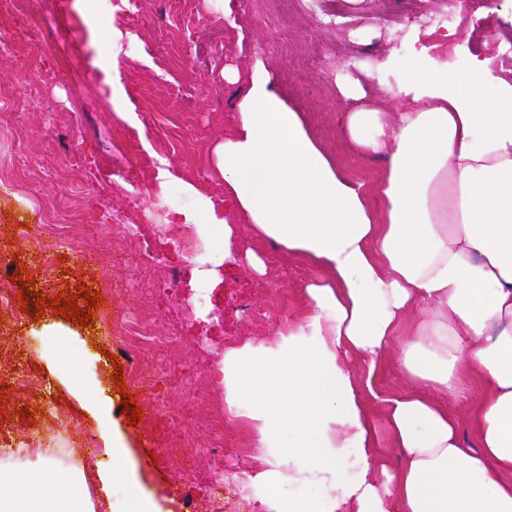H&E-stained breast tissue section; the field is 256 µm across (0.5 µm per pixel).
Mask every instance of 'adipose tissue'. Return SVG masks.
Listing matches in <instances>:
<instances>
[{
	"instance_id": "1",
	"label": "adipose tissue",
	"mask_w": 512,
	"mask_h": 512,
	"mask_svg": "<svg viewBox=\"0 0 512 512\" xmlns=\"http://www.w3.org/2000/svg\"><path fill=\"white\" fill-rule=\"evenodd\" d=\"M255 69L215 150L224 193L236 224L325 276L305 285L311 313L279 329L277 348L225 352V409L250 421L258 447L283 436L304 456L306 478L335 477L337 440L359 448L358 481L336 488V505L351 512H512V77L467 72L472 91L462 94L425 49L409 68L401 111L346 113L354 152L387 161L377 210L263 64ZM236 224L209 207V249L192 260L197 286H211L231 258ZM391 346L414 384L385 400L382 426L404 455L395 472L374 452L349 367L354 359L375 373ZM469 371L485 382L471 440L446 403L468 398ZM75 397L98 421L107 462L65 481L46 452L34 467L0 469V512H52L39 504L48 493L62 512H95L91 491L111 500L119 483L128 493L111 512H159L136 486L111 396L96 386ZM246 397L258 407H243Z\"/></svg>"
}]
</instances>
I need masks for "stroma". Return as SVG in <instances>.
Here are the masks:
<instances>
[{"label": "stroma", "mask_w": 512, "mask_h": 512, "mask_svg": "<svg viewBox=\"0 0 512 512\" xmlns=\"http://www.w3.org/2000/svg\"><path fill=\"white\" fill-rule=\"evenodd\" d=\"M245 0H193L200 20L168 33L160 0H138L136 8L108 18L104 0H37L25 17L0 16V34L10 35L18 58H25L39 35L43 13H53L60 35L42 52L46 81L37 109L0 111V159L19 156L39 181L32 187L0 185V248L13 261L0 271V289H10V306L0 307V440L12 447L0 454V466H29L44 446L56 450L64 476L93 473L104 455L98 447V425L71 394L80 379L99 381L112 398V420L126 436L129 454L143 491L158 501L161 512H188L184 501L203 503L209 475H225L224 512H256L253 499L261 486L243 487V474L259 470L263 448L252 447L244 423L225 425L224 432L238 453L222 459L209 456L188 462L184 451L205 447L213 424L203 404H193L195 429L178 447L162 448L147 418L157 400L179 403L189 396L188 384L209 385L210 371H193L172 360L151 389L135 391L144 418L130 422L124 414L122 391L114 381L111 347L113 318L130 311L146 293L144 270L152 255L179 274L173 289L154 302L158 331L181 329L186 341L206 336L223 341L225 349L244 345L276 346L278 323L258 321V312L278 304L289 321L308 314L303 294L306 282L324 278L308 261L288 257L267 241L257 239L250 225L237 227L233 251L252 247L266 261L265 274L242 262L226 263L220 282L209 290L193 289L191 255L205 252L206 242L195 226L177 223L178 213H193L198 224L208 221L209 205L232 215L224 203V179L216 167L215 149L228 132L230 112L245 94L263 62L273 86L289 106L300 112L314 139L352 181L376 195L386 162L362 158L351 149L342 115L362 107L395 111L398 93L414 57L415 37L426 31L425 19L441 0H343L348 27L339 29L323 16L330 0H291L280 15L254 17ZM460 8L444 47L435 54L447 61L449 73L460 79L475 60L492 59V73L512 67V0H458ZM397 14L398 26L388 25ZM235 23L238 39L225 44L224 27ZM334 60L329 71L311 72L313 57ZM360 83L363 99L345 98L337 84ZM147 94L133 96L134 87ZM140 139V153L126 149L129 135ZM172 147L165 164L176 179L160 187L152 163L157 139ZM58 213L84 216L112 261L103 265L85 258L80 247L60 248L40 230L47 204ZM157 207L159 224L142 223V213ZM123 211L135 236L112 229L113 211ZM26 271L41 293L64 295L78 284L101 291L93 327L71 322L81 344L62 340L50 344L40 336L42 323L55 320L45 310L39 320L22 311L20 283L11 277ZM189 299L198 318L184 321L178 305ZM29 419L17 418L18 410ZM193 466L195 485L181 484L179 473Z\"/></svg>", "instance_id": "1"}]
</instances>
